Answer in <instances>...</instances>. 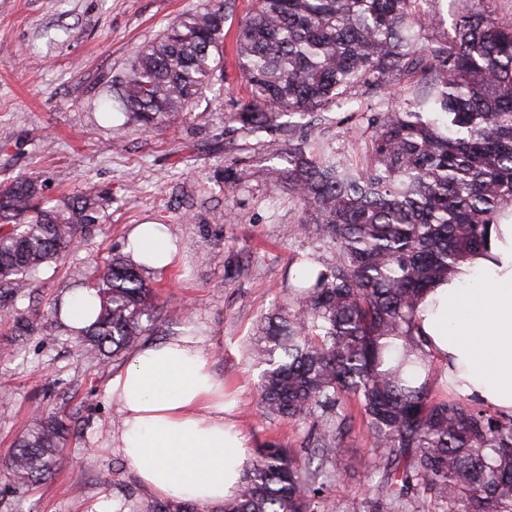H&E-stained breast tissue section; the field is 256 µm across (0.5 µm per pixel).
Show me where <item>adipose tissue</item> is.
Instances as JSON below:
<instances>
[{
	"mask_svg": "<svg viewBox=\"0 0 512 512\" xmlns=\"http://www.w3.org/2000/svg\"><path fill=\"white\" fill-rule=\"evenodd\" d=\"M126 250L133 262L162 270L177 248L166 225L139 224ZM98 309L94 290L84 287L64 298L59 313L78 330ZM418 321L444 387L512 414V219L490 225L485 250L425 292ZM106 391L119 417L112 444L145 491L206 512L236 495L250 438L232 417L234 403L201 337L142 344Z\"/></svg>",
	"mask_w": 512,
	"mask_h": 512,
	"instance_id": "adipose-tissue-1",
	"label": "adipose tissue"
}]
</instances>
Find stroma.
Returning <instances> with one entry per match:
<instances>
[{"label": "stroma", "mask_w": 512, "mask_h": 512, "mask_svg": "<svg viewBox=\"0 0 512 512\" xmlns=\"http://www.w3.org/2000/svg\"><path fill=\"white\" fill-rule=\"evenodd\" d=\"M206 2L0 0V186L36 169L50 200L93 186L108 202L102 224L78 249L44 266L24 293L0 299V392H9L0 395V462L39 411L69 416L66 451L78 461L30 489L0 476V512H148L154 503L111 443L118 414L106 383L124 357L102 366L57 313L95 267L125 251L137 224L167 225L177 244L190 247L149 275L158 313L146 341L188 331L204 337L252 448L305 456L307 423L263 413L247 348L260 321L300 287L303 267L325 268L332 253L302 231L294 199L274 190L276 162L255 138L242 140L236 163L224 159V115L248 98L231 49L248 0H236L224 24L220 80L188 112L143 135L112 108L113 77ZM366 114L363 97L322 113L338 151L364 158ZM19 316L33 322L31 335H16ZM344 454L343 464L329 465L332 480L315 512H366L379 459L366 429L346 439Z\"/></svg>", "instance_id": "obj_1"}]
</instances>
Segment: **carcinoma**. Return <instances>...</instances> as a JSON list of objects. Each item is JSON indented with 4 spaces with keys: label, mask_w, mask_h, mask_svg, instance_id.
<instances>
[{
    "label": "carcinoma",
    "mask_w": 512,
    "mask_h": 512,
    "mask_svg": "<svg viewBox=\"0 0 512 512\" xmlns=\"http://www.w3.org/2000/svg\"><path fill=\"white\" fill-rule=\"evenodd\" d=\"M431 2L253 0L241 19L233 51L248 99L226 113L225 139L255 137L287 163L273 169L274 188L336 255L267 318L250 355L266 413L312 422L324 463L342 452L356 404L381 449L367 512H421V491L437 512H512V415L434 398L432 355L415 322L423 291L484 250L489 225L512 214V25L484 0H449L451 27L440 32ZM234 5L211 0L179 17L112 80L114 107L141 133L210 87ZM362 88L403 98L378 101L357 160L303 119ZM278 129L281 137L260 139ZM42 195L36 173L0 187V288L13 294L102 223L93 188L50 207ZM144 272L115 256L91 273L100 312L81 342L105 364L157 317ZM69 436L66 415L38 417L0 470L18 488L44 480L64 464ZM319 477L288 449L261 448L223 512H314Z\"/></svg>",
    "instance_id": "carcinoma-1"
}]
</instances>
